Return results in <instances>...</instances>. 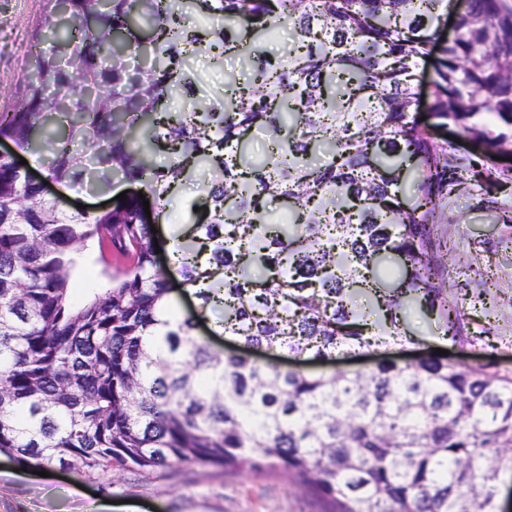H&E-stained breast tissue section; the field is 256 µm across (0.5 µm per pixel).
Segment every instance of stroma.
Wrapping results in <instances>:
<instances>
[{
    "label": "stroma",
    "mask_w": 512,
    "mask_h": 512,
    "mask_svg": "<svg viewBox=\"0 0 512 512\" xmlns=\"http://www.w3.org/2000/svg\"><path fill=\"white\" fill-rule=\"evenodd\" d=\"M52 5L50 0H0V114L13 112L24 98L33 65L27 49ZM198 77L195 96L178 92L170 103L180 109L224 94L225 85L244 81L234 57L215 65L204 53L191 55ZM437 141L448 144V175L455 186L436 205L443 247L445 285L465 300V321L477 346L452 350L457 362L512 371V162L490 161L483 145L450 142L442 129ZM198 187L179 183L159 225L160 240L192 226ZM105 266L96 242L84 249V261L71 275V297L80 302L105 287ZM406 321L419 345L388 347L387 356L419 357L441 347L436 319L413 309ZM0 512H314L304 490L282 471L239 473L230 468L172 464L148 473L136 470L96 472L88 476L56 467L42 477L23 471L0 455Z\"/></svg>",
    "instance_id": "obj_1"
}]
</instances>
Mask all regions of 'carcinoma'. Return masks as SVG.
Returning <instances> with one entry per match:
<instances>
[{
    "label": "carcinoma",
    "instance_id": "obj_1",
    "mask_svg": "<svg viewBox=\"0 0 512 512\" xmlns=\"http://www.w3.org/2000/svg\"><path fill=\"white\" fill-rule=\"evenodd\" d=\"M444 3L69 0L67 15H48L0 138L48 159L57 182L119 178L136 191L106 212L67 213L0 156V453L88 475L268 462L317 512H500L511 371L427 356L306 374L213 350L193 317H157L168 287L151 225L173 185L208 168V211L168 258L202 288L199 316L222 309L224 335L325 359L417 343L403 322L417 307L448 344L481 340L445 287L435 200L451 183L429 129L512 153V6L468 0L441 42ZM243 21L258 37L290 28L288 53L245 43ZM435 47L425 102L415 72ZM199 51L239 57L245 81L174 111L171 91L196 83L185 55ZM252 129L268 139L260 156L241 146ZM281 199L288 212L269 208ZM89 240L111 273L76 305L70 279ZM391 262L401 279L381 277Z\"/></svg>",
    "mask_w": 512,
    "mask_h": 512
}]
</instances>
